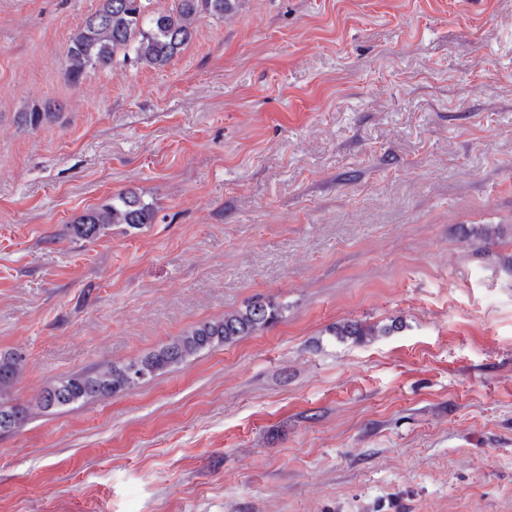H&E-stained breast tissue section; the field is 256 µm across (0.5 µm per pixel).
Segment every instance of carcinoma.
I'll list each match as a JSON object with an SVG mask.
<instances>
[{"instance_id": "1", "label": "carcinoma", "mask_w": 512, "mask_h": 512, "mask_svg": "<svg viewBox=\"0 0 512 512\" xmlns=\"http://www.w3.org/2000/svg\"><path fill=\"white\" fill-rule=\"evenodd\" d=\"M234 0H99L69 37L66 71L78 82L90 71L129 59L148 67L166 66L190 43L205 18H224ZM53 115L48 107L34 106L19 113L22 123L36 127ZM154 209L129 191L94 208L72 225L75 237L95 240L120 224L136 227L152 223ZM285 306L268 301L254 302L228 311L217 320L201 322L172 338L160 349L106 369L81 370L57 379L32 403L15 402V387L25 369V356L18 351L0 352V436L19 430L32 417L52 409L66 408L98 397L129 392L204 351L224 347L252 336L277 322ZM403 323L378 326L358 321H340L330 335L345 341L370 342Z\"/></svg>"}]
</instances>
